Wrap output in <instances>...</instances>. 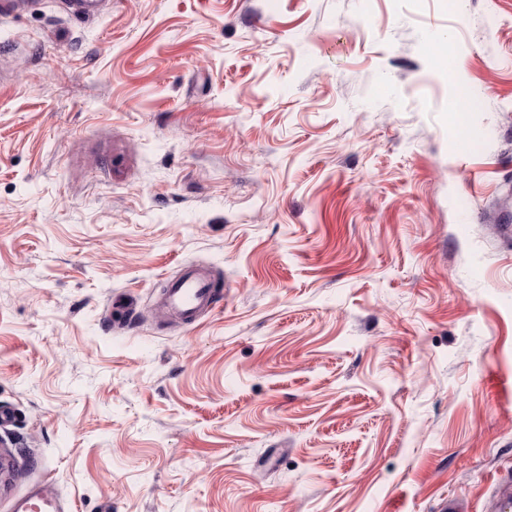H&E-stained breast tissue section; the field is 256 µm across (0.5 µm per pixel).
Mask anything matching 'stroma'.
<instances>
[{
	"label": "stroma",
	"instance_id": "35a3bbf8",
	"mask_svg": "<svg viewBox=\"0 0 512 512\" xmlns=\"http://www.w3.org/2000/svg\"><path fill=\"white\" fill-rule=\"evenodd\" d=\"M510 472L512 0L0 10V512H481ZM213 288V281L208 276L188 270L168 285L163 305L182 323L192 324L197 321L200 312L210 313L216 308ZM11 509L12 512H71L73 504L36 486L16 498Z\"/></svg>",
	"mask_w": 512,
	"mask_h": 512
}]
</instances>
